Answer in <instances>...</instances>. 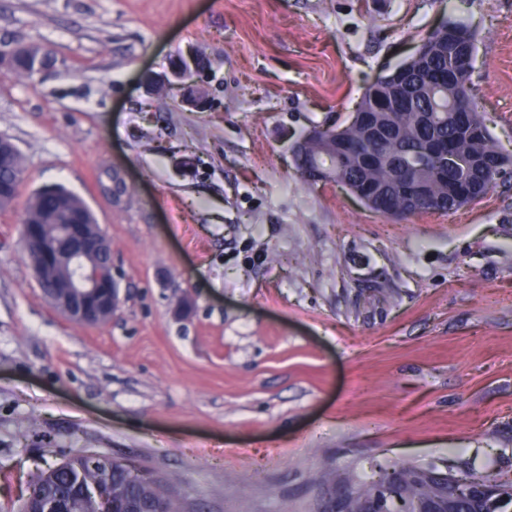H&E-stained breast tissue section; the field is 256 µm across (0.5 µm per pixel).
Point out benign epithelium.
I'll use <instances>...</instances> for the list:
<instances>
[{
  "label": "benign epithelium",
  "mask_w": 512,
  "mask_h": 512,
  "mask_svg": "<svg viewBox=\"0 0 512 512\" xmlns=\"http://www.w3.org/2000/svg\"><path fill=\"white\" fill-rule=\"evenodd\" d=\"M19 58L24 62L23 71L29 76L42 68L45 61L42 53L31 49L21 55L12 49L0 52V64L6 62L13 69ZM392 73L396 86L359 105L348 122V125L360 128L365 141L395 138L397 128L380 125L377 113L405 112L417 98L409 84L405 65H398ZM346 126L324 128L330 147L339 143L341 148L351 149L350 143L341 141ZM439 154L445 169L464 165L449 142L440 146ZM21 239L36 281L38 285L46 286L44 294L55 310L85 326L102 325L112 319L121 307L122 298L112 273L101 268L102 261L112 256V245L101 225L90 222L39 224L31 220L22 225ZM118 465L130 478L141 477V471L124 460L91 450L77 452L66 464L73 484L72 493L54 496L29 490L23 502L24 512H164L161 504L146 508L131 500L120 506L112 502V471ZM87 469L96 473V480L90 484L83 480ZM434 479L440 487L449 488L457 495L487 499L492 508L512 498V488L502 484L490 488L480 481L451 474H436ZM348 501L349 490H339L327 499L323 512H348ZM443 502L445 498L441 496L426 500L400 498L393 493L390 482L379 478L373 481L372 495L362 502V512H439Z\"/></svg>",
  "instance_id": "7a95c632"
}]
</instances>
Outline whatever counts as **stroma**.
Listing matches in <instances>:
<instances>
[{
    "label": "stroma",
    "instance_id": "stroma-1",
    "mask_svg": "<svg viewBox=\"0 0 512 512\" xmlns=\"http://www.w3.org/2000/svg\"><path fill=\"white\" fill-rule=\"evenodd\" d=\"M451 17L512 156V0H0V50L49 56L0 72L24 177L0 209V512L81 448L186 512H322L328 468L512 482V182L398 221L293 153ZM53 183L112 242L123 303L97 327L53 310L21 242ZM55 190V191H53ZM63 194L66 197H68V204L71 208L76 209V212L71 215H77L79 213H85L88 215L89 220L94 219V215L89 210V208L86 206V204L82 201V199L73 193L72 191H69L63 186H51L43 188L39 191H35L32 194L31 201L27 210V216L26 219L29 218H38L39 217V205H40V198H43L45 196H51V195H59ZM25 219V220H26Z\"/></svg>",
    "mask_w": 512,
    "mask_h": 512
}]
</instances>
